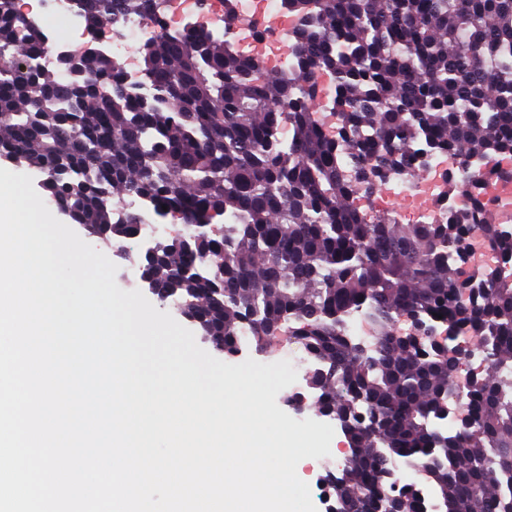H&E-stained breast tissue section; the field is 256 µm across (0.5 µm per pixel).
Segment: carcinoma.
Returning <instances> with one entry per match:
<instances>
[{"instance_id":"obj_1","label":"carcinoma","mask_w":512,"mask_h":512,"mask_svg":"<svg viewBox=\"0 0 512 512\" xmlns=\"http://www.w3.org/2000/svg\"><path fill=\"white\" fill-rule=\"evenodd\" d=\"M300 20L291 68L269 75L227 37L166 29L158 0H88L93 28L131 15L164 28L146 39L148 91L91 50L60 82L19 0H0V158L44 175L52 203L89 235L122 245L140 232L114 197L155 217L212 231L175 235L141 264L164 300L189 310L230 356L288 336L316 361L321 414L349 444L322 485L356 512H422L418 487L387 481L416 468L439 512H512V278L472 274L478 232L512 259V232L486 220L482 174L472 205L446 224L370 223L353 205L425 150L462 163L512 156V0H283ZM335 87L330 130L314 104ZM292 136H280L283 121ZM167 209H162V206ZM230 224H214L219 218ZM370 313L376 347L358 353L349 317ZM405 317L417 335H395ZM441 342L428 343L437 322ZM479 352L488 370L458 400L465 419L441 432L449 377Z\"/></svg>"}]
</instances>
